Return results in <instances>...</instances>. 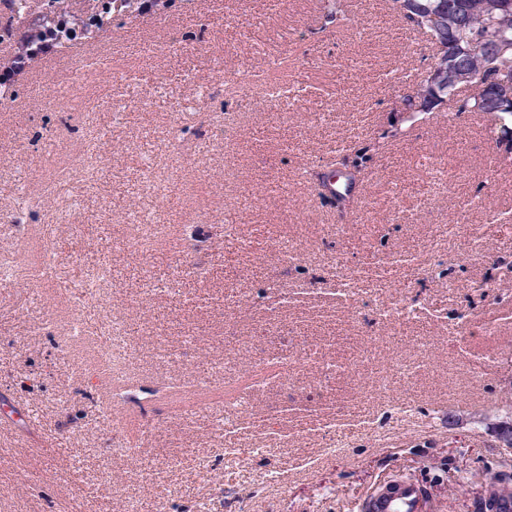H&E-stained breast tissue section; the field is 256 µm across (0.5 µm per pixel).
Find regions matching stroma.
<instances>
[{
  "instance_id": "1",
  "label": "stroma",
  "mask_w": 512,
  "mask_h": 512,
  "mask_svg": "<svg viewBox=\"0 0 512 512\" xmlns=\"http://www.w3.org/2000/svg\"><path fill=\"white\" fill-rule=\"evenodd\" d=\"M89 50L111 57L109 73L86 67ZM430 55L388 0H355L344 28L326 22L321 0H194L117 19L14 78L17 97L0 102V254L20 241L32 265L50 245L69 271L109 261L105 305L132 322L136 385L151 395L113 406L111 423L96 425L109 391L97 371L102 344L66 336L74 311L55 284L0 287V405L24 416L0 425V512H97L107 481L111 512L129 501L140 512H196L206 500L210 512L245 503L251 512H360L395 473L428 482L430 512H477L486 468L512 466V447L483 423L512 382V165H496L499 148L471 113L450 123L427 115L393 135L406 79ZM274 60L294 98L226 93V82L266 78ZM69 76L104 138L98 182L61 199L46 187L79 146V119L62 128L68 105L53 94ZM210 113L228 115L226 131L210 132ZM374 141L380 149L345 208L303 179ZM170 185L173 210L161 200ZM25 194L37 208L20 207ZM132 211L156 216L151 245L135 243ZM47 223L56 226L50 241ZM451 224L458 236L442 239ZM283 238L301 252L286 268L272 250ZM397 251L422 257L426 285L391 261ZM187 259L198 273L146 295V278L167 279ZM339 260L361 275L384 264L388 302L422 289L425 317L374 329L312 292L282 309L271 332V292L317 281ZM228 294L250 307L225 309ZM460 313L465 329L449 333ZM371 348L379 366L410 355L426 371L381 393L368 372L318 382L317 357L358 361ZM258 351L306 362L290 386L253 391L228 458L213 406L249 387L245 367ZM485 354L497 363L475 374L468 360ZM218 373L220 388L202 387ZM403 400L412 418L385 414ZM333 413L357 432L340 457L323 455L317 435ZM124 442L139 455H116ZM270 467L285 481L257 482Z\"/></svg>"
}]
</instances>
